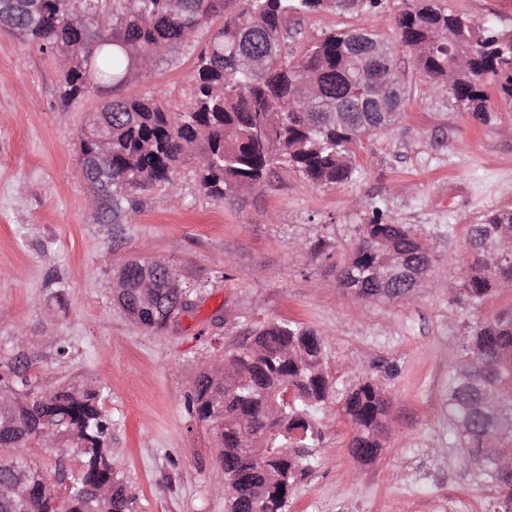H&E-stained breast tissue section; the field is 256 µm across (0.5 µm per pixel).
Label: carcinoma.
<instances>
[{"label": "carcinoma", "instance_id": "carcinoma-1", "mask_svg": "<svg viewBox=\"0 0 512 512\" xmlns=\"http://www.w3.org/2000/svg\"><path fill=\"white\" fill-rule=\"evenodd\" d=\"M0 0V23L63 61L59 97L75 101L97 90L117 91L132 71L149 69L190 42L209 20L224 14L197 58L190 105L169 112L154 96H114L85 125L79 143L83 170L105 214L120 224L134 208L132 195L156 186L176 189L178 167L196 163L204 194L238 200L280 169L318 186L352 181L357 149L369 126L387 132L395 120L365 112L358 90L376 95L400 83L397 111L406 101L399 55L413 54L432 92L446 93L470 117L490 122L493 95L512 101V25L498 15L475 23L439 5L411 0L396 18L397 39L377 33L356 38L354 28L307 39L302 22L323 10L362 14L382 0ZM337 280L374 295L373 271L394 256L411 260L410 273L433 271L428 240L377 206ZM512 237V209H491L468 225L453 294L482 303L512 289V252L490 263L488 246ZM143 268L125 269L120 303L143 328L161 332L180 318L185 300L201 287L157 288L153 301L138 290ZM13 341L0 374V484L18 492L0 496V512H132L133 498L112 466V418L101 389L41 388L27 346ZM326 342L299 322L266 321L237 347L209 364L188 400L191 414L212 426L226 492L225 512H288V498L310 470L322 441L316 411L333 392L325 369ZM448 420L457 447H483L471 429L512 422V308L479 318L468 340L450 348ZM388 403L378 381L359 380L343 397L352 458L377 459L387 430ZM69 441L81 456L74 474L60 464L54 475L26 456L28 446ZM503 502L512 485L494 468L482 472ZM65 496H57V486Z\"/></svg>", "mask_w": 512, "mask_h": 512}]
</instances>
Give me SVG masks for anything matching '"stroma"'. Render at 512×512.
Wrapping results in <instances>:
<instances>
[{"label":"stroma","mask_w":512,"mask_h":512,"mask_svg":"<svg viewBox=\"0 0 512 512\" xmlns=\"http://www.w3.org/2000/svg\"><path fill=\"white\" fill-rule=\"evenodd\" d=\"M405 0L370 15L325 11L305 19L308 35L366 26L394 38ZM213 17L192 45L149 70L133 71L123 92L158 96L183 111L196 55ZM409 99L391 130L358 151L362 174L319 187L283 171L237 204L213 201L193 164L177 193L141 192L127 223L93 204L76 152L91 93L58 96L60 62L0 28V348L25 335L43 389L74 383L106 388L112 465L134 498L133 512H224L225 493L211 427L187 398L199 372L266 320L308 324L326 338V370L337 394L319 410L324 441L288 512H494L496 494L468 467L448 425V348L465 342L476 312L512 305V290L481 309L453 300L468 224L512 208V104L487 125L446 95L429 92L411 53L399 59ZM382 202L432 244L438 272L414 301L358 296L336 274L358 237L363 211ZM166 260L201 285L193 314L155 333L132 322L112 298L128 260ZM69 349L58 357L57 346ZM372 374L390 400L379 457L356 463L341 395Z\"/></svg>","instance_id":"1"}]
</instances>
